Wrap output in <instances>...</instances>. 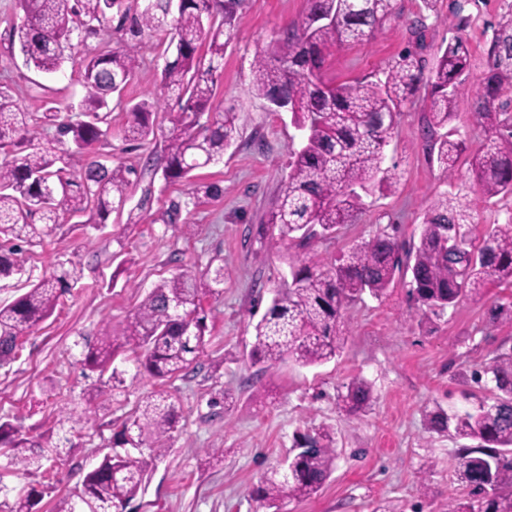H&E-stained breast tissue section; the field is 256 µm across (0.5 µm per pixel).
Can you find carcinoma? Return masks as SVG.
I'll list each match as a JSON object with an SVG mask.
<instances>
[{
  "instance_id": "carcinoma-1",
  "label": "carcinoma",
  "mask_w": 512,
  "mask_h": 512,
  "mask_svg": "<svg viewBox=\"0 0 512 512\" xmlns=\"http://www.w3.org/2000/svg\"><path fill=\"white\" fill-rule=\"evenodd\" d=\"M117 0H19L24 17L16 34L27 62L45 73L58 71L73 33L90 35ZM242 0H180L174 20L175 55L162 70L164 87L181 104L164 148V178L190 180L191 173L217 162L237 140V115L200 124L211 111L224 49L233 36ZM392 0H308L301 24L287 28L254 64L253 87L266 99L279 97L302 139L291 150L288 174L268 214L267 230L303 247L355 221L362 212L361 192L393 184L384 166L385 148L397 124L406 94L425 69L408 50L376 82L341 84L324 79L329 50L362 41L382 29L392 15ZM170 0H145L130 19L127 38L112 50L94 53L83 66L89 95L80 105L85 119L57 123V146L45 147L29 112H21L0 92V282L21 273L18 243L41 242L58 224L62 209L82 214L91 209L99 222L124 207L132 167L109 168L93 162L80 177H63L66 168L106 137L100 128L109 97L128 82L137 64L145 32L166 25ZM488 76L476 93L473 118L487 132L472 162L473 185L487 197L512 195V7L494 27L487 49ZM469 65V50L459 37L442 50L431 81L425 136L437 152L444 176L455 175L463 142L438 133L456 116L455 101ZM155 103L142 100L128 110L125 137L138 141L154 134ZM39 216V223L32 222ZM467 204L459 194L438 198L425 214L418 245L406 250L396 235L381 233L343 256L339 264L319 265L308 258L289 264L291 282L275 295L254 325L250 353L272 366L290 359L302 366L321 364L344 345L341 310L368 294L381 298L397 273H411L412 294L424 316L440 317L468 295L489 284L512 288V215L473 236ZM226 273L208 265L185 269L147 292L122 328H105L86 343L79 364L84 378L112 370L118 349L144 351L137 371L165 379L196 369L204 353L206 311L203 298L221 292ZM82 278L80 264L69 262L9 304L0 305V367L15 361L18 340L47 320L60 297ZM491 375L490 396L470 409L424 410L429 430L476 441L456 449L458 472L468 495L448 501V512H512V350L498 353L472 372L481 383ZM370 385L354 379L338 395L339 408L359 415L372 405ZM180 406L164 392L140 400L133 415L112 438V452L88 471L58 512H126L144 490L148 460H158L176 431ZM91 420V410H73L58 420V435L33 440L9 421L0 420V446L11 448V463L26 471L47 457L74 447L72 437ZM336 466L331 432L302 435L284 464L267 471L252 492L258 508L282 512L287 500L310 498L322 489Z\"/></svg>"
}]
</instances>
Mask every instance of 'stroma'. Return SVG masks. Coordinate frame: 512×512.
<instances>
[{
  "label": "stroma",
  "instance_id": "35a3bbf8",
  "mask_svg": "<svg viewBox=\"0 0 512 512\" xmlns=\"http://www.w3.org/2000/svg\"><path fill=\"white\" fill-rule=\"evenodd\" d=\"M142 4L120 0L98 34L77 44L60 72L46 74L27 65L12 42L22 11L15 0H0V90L34 116L53 107L59 120H78V104L88 94L81 80L87 55L117 48L123 11H137ZM392 4V16L374 37L331 49L325 77L336 84L382 77L410 47L411 27L421 17L425 78L410 92L385 149L395 184L363 194L358 219L313 244L310 256L321 264L381 232L396 233L405 247L416 246L426 211L446 192L464 195L478 226L501 224L512 215V197L482 196L470 170L486 139L472 117L488 70L486 49L493 25L512 0H466L461 7L456 0H436L431 11L421 0ZM307 7V0H245L213 100L215 112H236L240 136L223 160L194 171V182L216 185L219 193L193 204L183 183L165 181L160 161L179 110L161 84L170 36L164 31L142 37L134 74L110 102L111 130L83 157L87 163L135 167L140 177L124 208L106 223L64 212L54 234L23 247V273L12 287L0 288V304L13 301L61 263L80 262L83 276L54 314L23 337L17 360L0 368V417L17 419L35 438L55 431L64 411L83 405L89 385L78 363L79 341L95 340L104 325L124 323L143 296L180 267L202 271L220 261L227 276L222 292L204 300L208 318L201 365L159 381L137 374L134 353L120 350L115 365L124 381L116 386L110 374L102 375L103 394L92 422L75 436L68 455L21 475L9 464L11 449L0 450V485L8 489L0 494V512H8L17 494L31 488L43 493L40 512H56L59 499L109 452L113 434L140 398L155 390L179 401L180 418L164 458L149 464L133 512H255L250 490L267 468L288 457L298 436L325 428L335 440L336 467L316 496L287 503V512H373L379 505L388 512H446L449 499L467 494L455 459L460 440L430 432L424 410L436 404L462 407L465 391L483 396L470 375L512 349V322L489 320L495 302L512 299V288L488 286L484 296L465 297L429 320L410 296V275L400 274L382 299L366 296L343 311L346 340L335 359L314 367L288 360L254 366L249 360L254 326L275 289L289 279L288 261L297 252L294 244L259 239L257 231L300 141L289 113L255 94L253 65L259 51L301 22ZM457 35L466 41L470 61L456 117L447 127L449 138L464 144L449 181L430 153L423 127L438 51ZM143 98L158 102L155 134L127 140L126 105ZM355 378L371 385L374 400L366 413L350 416L340 412L337 395ZM224 391L233 397L230 406H212V398ZM211 448L223 449V461L209 462ZM423 468L431 488L425 496L418 490Z\"/></svg>",
  "mask_w": 512,
  "mask_h": 512
}]
</instances>
